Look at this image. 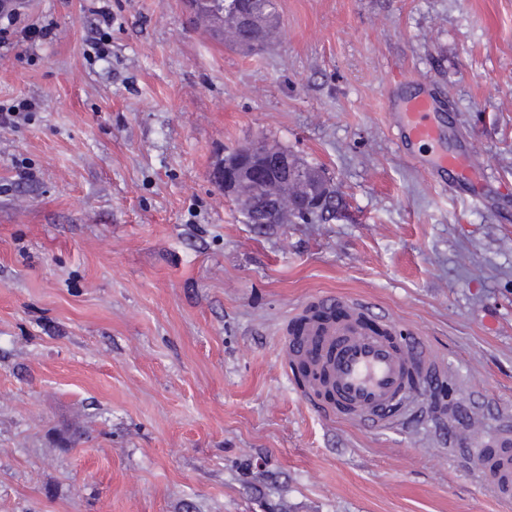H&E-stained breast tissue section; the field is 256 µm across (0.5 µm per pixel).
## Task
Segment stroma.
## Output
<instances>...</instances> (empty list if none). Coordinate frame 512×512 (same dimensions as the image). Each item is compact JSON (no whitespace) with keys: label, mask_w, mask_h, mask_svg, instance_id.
<instances>
[{"label":"stroma","mask_w":512,"mask_h":512,"mask_svg":"<svg viewBox=\"0 0 512 512\" xmlns=\"http://www.w3.org/2000/svg\"><path fill=\"white\" fill-rule=\"evenodd\" d=\"M247 56L186 0H26L0 46V512H512L470 450L512 421V0H278ZM428 87L483 198L399 146ZM320 168L326 224H248L255 140ZM362 302L445 364L428 422L325 413L282 358Z\"/></svg>","instance_id":"stroma-1"}]
</instances>
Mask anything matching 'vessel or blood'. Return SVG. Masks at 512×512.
Listing matches in <instances>:
<instances>
[{"label":"vessel or blood","mask_w":512,"mask_h":512,"mask_svg":"<svg viewBox=\"0 0 512 512\" xmlns=\"http://www.w3.org/2000/svg\"><path fill=\"white\" fill-rule=\"evenodd\" d=\"M397 125L409 142L429 146L427 162L446 173L452 183L478 189L479 178L470 152L448 150V130L433 98L423 92L404 100L395 112ZM318 306L340 307L343 318L330 324L313 320L312 306H304L302 335L284 334L289 366L305 355L319 357L317 373L308 380L311 397L323 400L327 412L372 430H386L417 415H428L420 392L443 372L441 362L412 337L364 331L362 303L324 298ZM480 462V478L502 500L512 499V426L502 425L482 437L473 451Z\"/></svg>","instance_id":"vessel-or-blood-1"}]
</instances>
